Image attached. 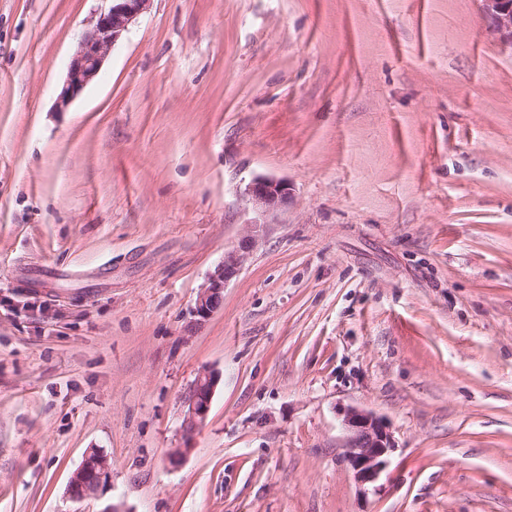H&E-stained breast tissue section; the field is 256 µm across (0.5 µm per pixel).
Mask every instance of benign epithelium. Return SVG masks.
I'll return each instance as SVG.
<instances>
[{
	"label": "benign epithelium",
	"instance_id": "1",
	"mask_svg": "<svg viewBox=\"0 0 512 512\" xmlns=\"http://www.w3.org/2000/svg\"><path fill=\"white\" fill-rule=\"evenodd\" d=\"M111 5L93 20L71 57L66 80L57 96L56 107L64 111L100 72L111 49L129 30L136 19L146 12L151 0H109ZM489 26L498 35L503 47L512 50V0H479ZM251 206L253 230L273 223L278 212L291 199L288 182L258 176L241 192ZM257 243L253 232L245 235L238 247L224 252V260L209 278L200 293L197 312L207 316L222 303L226 284L241 270L250 251ZM218 376L211 371L198 375L186 398L187 410L182 430L191 436L205 423ZM347 431L345 458L360 483H373L387 465L393 443L387 428L372 413L351 408L344 418ZM109 469L107 458L97 449H89L69 482V495L82 499L96 493Z\"/></svg>",
	"mask_w": 512,
	"mask_h": 512
}]
</instances>
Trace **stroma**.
Returning a JSON list of instances; mask_svg holds the SVG:
<instances>
[{
	"label": "stroma",
	"mask_w": 512,
	"mask_h": 512,
	"mask_svg": "<svg viewBox=\"0 0 512 512\" xmlns=\"http://www.w3.org/2000/svg\"><path fill=\"white\" fill-rule=\"evenodd\" d=\"M107 6L0 0V512H512V51L478 0H152L56 111ZM257 176L292 200L200 317ZM351 408L392 436L372 484ZM217 382L218 376L211 371H204L196 378L185 402L187 410L182 430L186 436L194 434L205 423ZM345 458L360 483H374L387 465L393 443L387 428L372 413L351 408L344 418ZM109 469L107 458L96 448L89 449L81 465L73 472L69 482V495L82 499L96 493Z\"/></svg>",
	"instance_id": "35a3bbf8"
}]
</instances>
